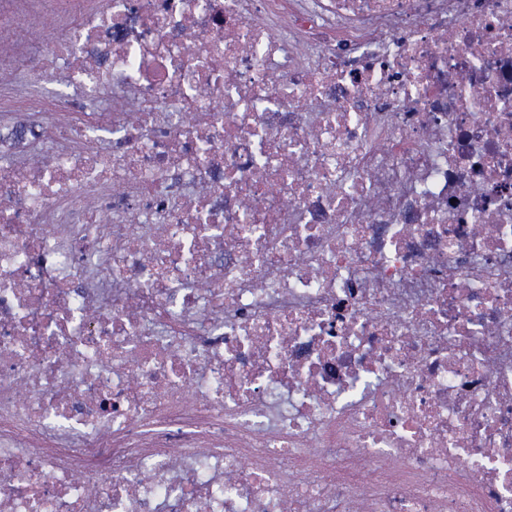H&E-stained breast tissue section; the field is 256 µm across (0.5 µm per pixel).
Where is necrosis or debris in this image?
Segmentation results:
<instances>
[{"instance_id": "4bbe7bcc", "label": "necrosis or debris", "mask_w": 512, "mask_h": 512, "mask_svg": "<svg viewBox=\"0 0 512 512\" xmlns=\"http://www.w3.org/2000/svg\"><path fill=\"white\" fill-rule=\"evenodd\" d=\"M0 512H512V0H0Z\"/></svg>"}]
</instances>
